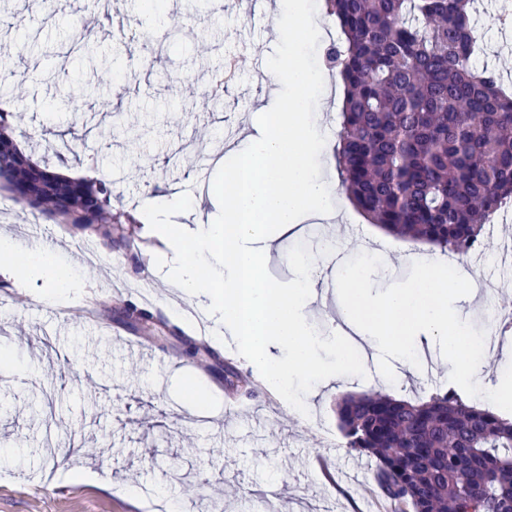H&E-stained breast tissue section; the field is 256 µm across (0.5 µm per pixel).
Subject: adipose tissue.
Here are the masks:
<instances>
[{
    "label": "adipose tissue",
    "mask_w": 512,
    "mask_h": 512,
    "mask_svg": "<svg viewBox=\"0 0 512 512\" xmlns=\"http://www.w3.org/2000/svg\"><path fill=\"white\" fill-rule=\"evenodd\" d=\"M312 22L303 0H276L273 29L287 49L271 73L292 93L257 134L247 136L245 150L225 170L223 223L171 221L173 212L184 209L176 190L142 214L175 256L167 286L207 300L211 317L232 329L268 387L293 407L302 401L294 391L299 377L315 373L323 383L336 382L353 362L350 348L342 346L334 366L316 368L317 340L307 312L319 277L312 258L288 255L292 277L287 285L266 283L261 276L273 243L297 224L315 217L336 224L344 220L330 183L320 174L326 144L309 112L323 86L321 72L306 55ZM405 259L417 276L382 296L366 288L374 267L337 278L342 317L409 369L422 339H429L446 358L453 386L492 400L512 420V373L489 375L486 337L471 335L465 320L449 308L448 296L459 283L445 274L443 254L413 250ZM0 276L33 277L53 288L68 287L74 278L53 252L22 250L7 234L0 235Z\"/></svg>",
    "instance_id": "ef3b65f1"
}]
</instances>
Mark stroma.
<instances>
[{
	"mask_svg": "<svg viewBox=\"0 0 512 512\" xmlns=\"http://www.w3.org/2000/svg\"><path fill=\"white\" fill-rule=\"evenodd\" d=\"M273 0H55L52 22L43 23L31 0H0V44L25 42L23 57L0 54V69L26 72L23 89L10 94L22 135L45 133L46 147L75 130L71 146L80 158L96 156L100 173L112 181L113 200L145 209L178 186L193 200L199 186L218 190L226 166L235 161L237 141L230 130L258 120L256 100L276 105L288 96L280 86L270 96L266 70L283 52L255 19ZM498 7L473 0L479 38L478 67L495 72L512 89V57H503L504 31ZM246 58L224 87L220 106L207 102L210 77L229 57ZM348 218L337 231V257H321L310 323L322 340L318 367L336 362L334 336L353 337L340 318L334 289L336 266L364 253L392 258L369 283L384 294L413 279L404 262L409 241L369 224L341 194L335 163L322 168ZM0 227L26 244L56 248L77 273L55 298L48 286L22 277H0V337L15 343L11 369L0 373V512H207L195 495L165 474L174 456L197 472L204 492L219 500L218 512H272L271 495H285L288 512H380L372 479L374 464L348 451L338 428L334 400L340 390H382L404 398H425L447 389L448 367L438 352L425 350L417 375L385 352L366 350L363 369L344 386L317 387L301 377L299 392L318 388L304 414L289 412L247 361L234 335L213 323L209 349L217 359L201 362L183 352L193 336L199 308L183 297L175 310L158 309L161 327L151 333L119 321L123 300H138V288L151 281L153 256L166 246L150 225H132L131 238L107 244L96 231L83 233L46 222L13 203L0 189ZM100 255L85 262L87 247ZM460 264L493 285L491 296L460 300L457 309L474 334H482L486 302L512 303V266L487 265L468 257ZM108 300L111 312L91 320L82 307ZM73 316L59 325L53 308ZM183 329L166 334L164 324ZM149 340L152 349L135 355L132 346ZM244 380L227 389L225 370ZM194 436L188 447L186 436ZM223 449L221 469L207 460ZM75 451L73 478L57 473L50 450ZM238 483L235 497L222 494Z\"/></svg>",
	"mask_w": 512,
	"mask_h": 512,
	"instance_id": "35a3bbf8",
	"label": "stroma"
}]
</instances>
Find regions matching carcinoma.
<instances>
[{"label": "carcinoma", "instance_id": "obj_1", "mask_svg": "<svg viewBox=\"0 0 512 512\" xmlns=\"http://www.w3.org/2000/svg\"><path fill=\"white\" fill-rule=\"evenodd\" d=\"M341 38L325 51L347 95L335 156L342 188L390 234L464 255L512 201V97L477 69L470 0H324ZM0 107V179L12 199L57 224L107 238L138 224L112 206V181L69 179L23 153ZM127 322L154 323L125 303ZM337 415L351 450L375 462L390 512H504L512 504V421L454 390L425 401L346 394Z\"/></svg>", "mask_w": 512, "mask_h": 512}]
</instances>
